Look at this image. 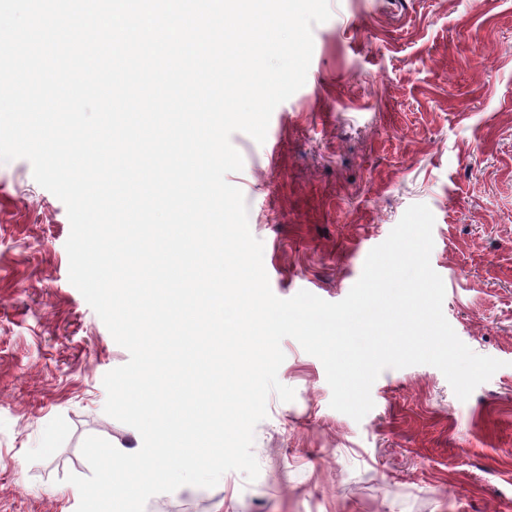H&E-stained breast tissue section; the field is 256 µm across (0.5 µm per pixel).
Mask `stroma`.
<instances>
[{"instance_id":"stroma-1","label":"stroma","mask_w":512,"mask_h":512,"mask_svg":"<svg viewBox=\"0 0 512 512\" xmlns=\"http://www.w3.org/2000/svg\"><path fill=\"white\" fill-rule=\"evenodd\" d=\"M306 82L264 143L237 132L229 183L264 244L273 293L346 297L406 209L432 211L443 313L503 368L459 400L440 370H384L361 421L330 406L321 361L291 338L255 428L260 472L183 486L145 512H512V0H330ZM66 207L28 160L0 163V512H76L105 414L103 377L129 359L70 283Z\"/></svg>"}]
</instances>
